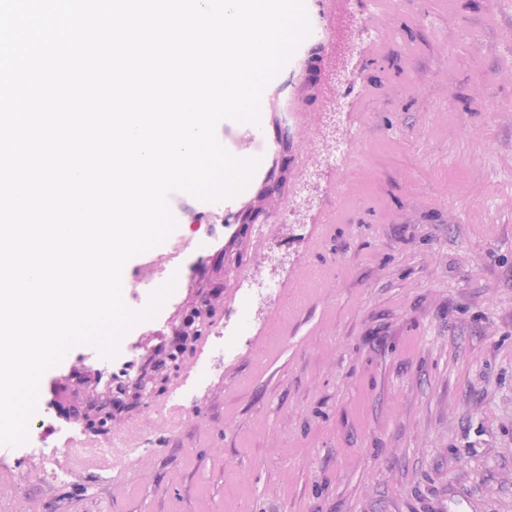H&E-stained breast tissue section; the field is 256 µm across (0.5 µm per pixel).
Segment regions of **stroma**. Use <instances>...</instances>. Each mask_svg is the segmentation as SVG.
<instances>
[{
	"mask_svg": "<svg viewBox=\"0 0 512 512\" xmlns=\"http://www.w3.org/2000/svg\"><path fill=\"white\" fill-rule=\"evenodd\" d=\"M492 0H405L384 53L361 56L340 89L356 160L326 164L320 208L280 223L285 207L232 203L223 241L204 223L177 225L154 247L177 286L152 323L120 340L131 375L166 354L199 294L214 328L238 275L257 258L242 216L276 225L265 278L301 287L268 303L233 361L186 357L197 389L176 429L148 407V452L125 475L66 484L42 477L0 487L9 512H512V17L489 25ZM422 94L409 93L410 82ZM350 203L333 222L339 187ZM190 240L191 250L173 255ZM100 355L73 347L45 372L58 437L84 431L74 385Z\"/></svg>",
	"mask_w": 512,
	"mask_h": 512,
	"instance_id": "1",
	"label": "stroma"
}]
</instances>
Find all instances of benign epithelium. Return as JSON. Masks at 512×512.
Instances as JSON below:
<instances>
[{"instance_id":"benign-epithelium-1","label":"benign epithelium","mask_w":512,"mask_h":512,"mask_svg":"<svg viewBox=\"0 0 512 512\" xmlns=\"http://www.w3.org/2000/svg\"><path fill=\"white\" fill-rule=\"evenodd\" d=\"M210 309L211 303L206 296L194 303L188 319L175 329L177 346L175 351L168 354L167 361L162 366L142 371L132 385L125 388L114 391L107 386L103 392L91 390L81 413L85 431H106L118 414L148 403L157 393L163 391L171 375L180 369L184 357L193 353L202 318Z\"/></svg>"}]
</instances>
